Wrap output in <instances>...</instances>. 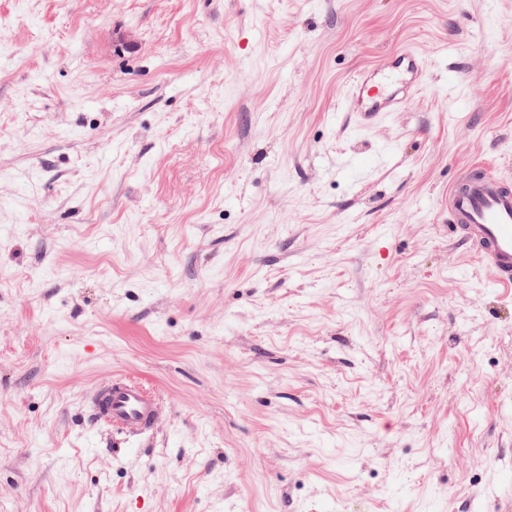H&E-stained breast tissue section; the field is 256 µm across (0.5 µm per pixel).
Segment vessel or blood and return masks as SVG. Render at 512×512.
<instances>
[{
	"mask_svg": "<svg viewBox=\"0 0 512 512\" xmlns=\"http://www.w3.org/2000/svg\"><path fill=\"white\" fill-rule=\"evenodd\" d=\"M426 79L424 58L408 47L392 50L385 66L360 70L349 95L358 127L373 128L402 111ZM448 228L469 244L500 287L512 288V180L484 168L457 174L448 185ZM90 410L112 429L134 436L153 426L158 397L137 381L115 376L95 390Z\"/></svg>",
	"mask_w": 512,
	"mask_h": 512,
	"instance_id": "obj_1",
	"label": "vessel or blood"
}]
</instances>
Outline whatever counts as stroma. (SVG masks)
I'll return each mask as SVG.
<instances>
[{
	"label": "stroma",
	"mask_w": 512,
	"mask_h": 512,
	"mask_svg": "<svg viewBox=\"0 0 512 512\" xmlns=\"http://www.w3.org/2000/svg\"><path fill=\"white\" fill-rule=\"evenodd\" d=\"M474 165L512 179V0H0V512H512ZM113 375L161 402L122 443ZM427 79L425 59L415 50H392L383 67L360 70L350 82L349 108L358 127L370 129L400 112Z\"/></svg>",
	"instance_id": "1"
}]
</instances>
